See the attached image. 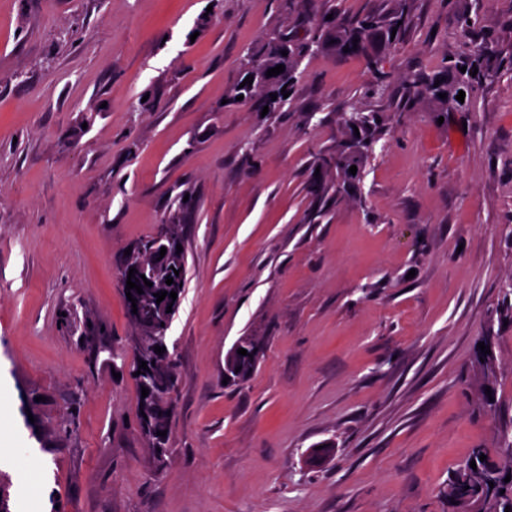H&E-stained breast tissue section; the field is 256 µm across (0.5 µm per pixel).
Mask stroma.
<instances>
[{"label": "stroma", "instance_id": "35a3bbf8", "mask_svg": "<svg viewBox=\"0 0 512 512\" xmlns=\"http://www.w3.org/2000/svg\"><path fill=\"white\" fill-rule=\"evenodd\" d=\"M405 6L367 94L358 56L306 57L282 111L232 100L248 50L327 9ZM497 72L437 122L410 96L466 54ZM349 103L384 152L315 201ZM189 191L177 384L156 469L119 265ZM512 0H0V474L12 512H448L512 425ZM263 350L225 382L240 337ZM491 342L490 366L474 349ZM494 392L484 403V388ZM331 445L321 463L313 448Z\"/></svg>", "mask_w": 512, "mask_h": 512}]
</instances>
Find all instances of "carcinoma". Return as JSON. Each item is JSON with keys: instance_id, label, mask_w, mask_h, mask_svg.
Returning a JSON list of instances; mask_svg holds the SVG:
<instances>
[{"instance_id": "obj_1", "label": "carcinoma", "mask_w": 512, "mask_h": 512, "mask_svg": "<svg viewBox=\"0 0 512 512\" xmlns=\"http://www.w3.org/2000/svg\"><path fill=\"white\" fill-rule=\"evenodd\" d=\"M333 18L330 20L321 19L313 29L317 49H311L306 42L297 37L294 33H282L266 42L259 43L252 47L249 52V61L264 66L268 63L277 65L279 62L278 50L282 41L288 40L294 43L288 55V65L284 71L265 81L257 83L252 89L244 87L234 88L237 96L251 99L258 95L262 97L268 111L274 112L283 108L286 98L281 94V89L292 86L295 73L302 60L315 53V51L331 50L338 54L344 52L350 55L362 56L366 59L369 69L375 75V83L371 86V93L374 95L383 94L388 88L390 75L380 69L381 57L378 46L382 43L392 42V31L402 30L406 21L404 9H395L381 13L366 14L342 18L336 15V10H331ZM476 22H468L463 18L459 26V36L469 43V54L458 60L448 61L443 73L438 76L440 84L435 80L421 82L414 79L410 83V93L415 98H430L440 105L438 116L448 117V103L450 99L439 97L441 93H449L448 76H453L458 88L466 95V103H471L475 85L495 77L496 71L490 67H482V60L485 56V48L478 44L473 38V30ZM466 71H460V68ZM477 71L472 76L470 72ZM276 94L277 99L273 100L270 94ZM379 118L378 112L374 110L360 109L350 106L342 112L341 125L344 127H357L359 137L355 138V148L358 155L355 157L346 156L350 149L344 141L336 143V153H318L314 156V166L325 170L335 171L336 198H342L349 194L355 187V182L360 180V171L369 155L375 149L384 135V123L376 122ZM357 167V174L349 172L351 166ZM186 256H181L180 262L172 267L166 265L154 269L157 278L162 282V289L167 292L174 291L177 296H182L184 290ZM173 279V283L166 284L167 279ZM171 320L156 321L152 325V337L141 341L133 349L134 371L138 372L135 377L137 386L145 387L149 394L145 398H139L142 407L138 408L140 414L141 430L149 445L154 450L158 461H163L167 452L166 439L156 435L158 426L162 422H169L172 406L173 393L175 391V364L172 355L167 351L169 348L168 330ZM241 348L247 350V355H239L235 358L234 367L236 370L230 372L232 380L243 381L250 376L255 367V360L258 356V347L246 339H240ZM166 349L161 355L154 352L155 346ZM146 362L148 369L141 370L139 365ZM164 371L167 384L161 389L154 382L155 373ZM486 455L487 459L480 460V455ZM476 462V467H470V462ZM512 476V465L509 467L499 466L485 448H475L465 462L460 465L448 481V504L453 512H472L476 507L480 512H505V508L512 507V480L505 481L506 476ZM494 486H489V483Z\"/></svg>"}]
</instances>
